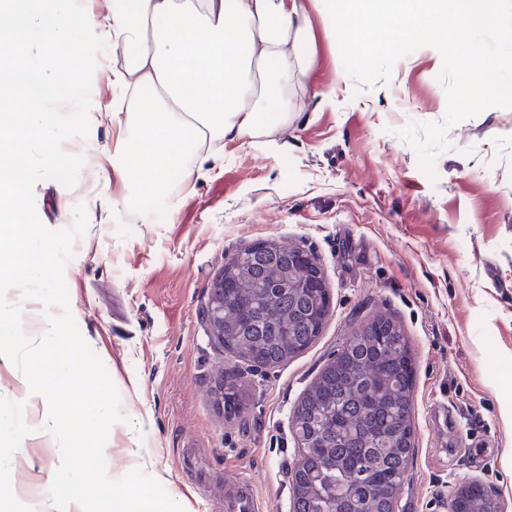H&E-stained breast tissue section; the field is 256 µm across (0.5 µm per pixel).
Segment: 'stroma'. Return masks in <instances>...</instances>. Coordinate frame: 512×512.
<instances>
[{
    "mask_svg": "<svg viewBox=\"0 0 512 512\" xmlns=\"http://www.w3.org/2000/svg\"><path fill=\"white\" fill-rule=\"evenodd\" d=\"M481 53L403 44L371 66L334 46L323 24L306 47L312 94L289 89L292 116L266 108L270 143L189 155L168 175L170 205L127 193L112 175V59L93 76L86 163L74 186L44 180L35 208L49 229L88 224L66 265L78 330L145 425H112L104 456L118 479L141 469L184 512H224L203 484L246 477L267 512H292L300 455L290 419L324 364L376 312L409 339L416 367L414 444L396 512H449L477 481L512 512V98L466 102L457 87L483 54L512 48L490 31ZM259 240L312 251L331 293L328 320L303 354L273 368L235 361L203 317L236 250ZM235 371L245 410L226 418L215 389ZM0 512H55L60 464L48 404L0 363Z\"/></svg>",
    "mask_w": 512,
    "mask_h": 512,
    "instance_id": "stroma-1",
    "label": "stroma"
}]
</instances>
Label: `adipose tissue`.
<instances>
[{
    "label": "adipose tissue",
    "mask_w": 512,
    "mask_h": 512,
    "mask_svg": "<svg viewBox=\"0 0 512 512\" xmlns=\"http://www.w3.org/2000/svg\"><path fill=\"white\" fill-rule=\"evenodd\" d=\"M10 20L0 29V221L28 206L33 164L52 171L64 154L34 155L33 138L53 125L46 104L68 100L80 81L61 70L57 51L81 31L82 52H112V86L132 111L112 115L117 131L112 169L166 197L171 169L184 167L187 145L205 149L259 143L270 127L260 106L276 100L289 119L288 89L307 84L303 52L314 19L330 22L346 50L383 21L389 46L412 40L471 48L478 31L512 44V10L504 0H112L102 16L75 0H0ZM503 62L462 76L461 100L498 92ZM24 111H16L17 101Z\"/></svg>",
    "instance_id": "adipose-tissue-1"
}]
</instances>
